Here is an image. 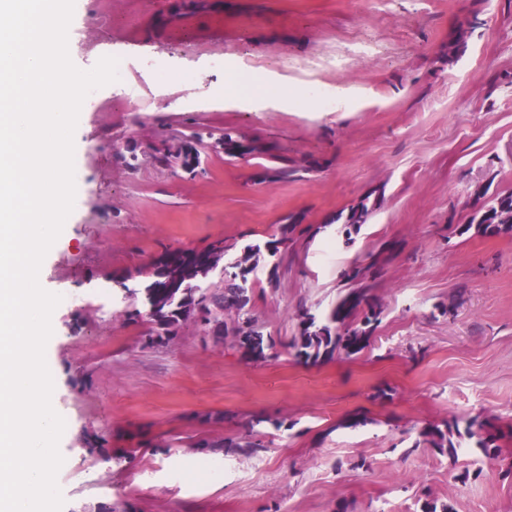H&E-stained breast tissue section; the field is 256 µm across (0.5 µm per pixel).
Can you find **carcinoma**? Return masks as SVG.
Listing matches in <instances>:
<instances>
[{
  "label": "carcinoma",
  "instance_id": "carcinoma-1",
  "mask_svg": "<svg viewBox=\"0 0 512 512\" xmlns=\"http://www.w3.org/2000/svg\"><path fill=\"white\" fill-rule=\"evenodd\" d=\"M195 142H204L202 133L192 132L172 143L163 144L155 149L153 159L162 167L177 164L184 171L192 173L194 169L190 168V154ZM220 143L224 154L230 157L255 154L265 157L269 165L264 167V178L271 181H293L299 172L296 161L289 158L275 143L245 140L228 131L220 135ZM479 197L484 202L474 210L464 230L474 226L477 231L488 236L511 233L512 191L489 198L482 192ZM377 206L378 201L371 202L365 198L351 206L347 213H338L322 229L335 224L342 225L343 243L345 247H351L355 244L361 226L369 222ZM296 227V220L290 217L281 227L280 238L262 244H245L234 254L231 250L235 245L218 238L203 248L166 249L154 257L148 264L140 289V292L148 293L156 305L154 315L147 318L149 327L145 332L146 342H151L154 337L167 342L172 340L183 326L198 322L196 310L202 308L215 315L214 323L209 328L215 342L222 343L229 338L244 359L252 362L267 359L273 349V342L264 335L255 317L247 310L249 292L255 284L252 275L260 260L265 258L272 262L273 268L279 267L286 256L288 235ZM395 253V247L391 245L383 248L366 267L352 263L343 277L353 283L354 287L340 291L324 316H317L307 307L295 311L298 332L288 346L295 350L298 358L316 364L331 361L341 355L355 356L370 345L380 323L382 307L372 293L369 281L375 278L381 265L395 256ZM219 267L222 268L224 290L210 293L203 285ZM263 422L262 417L253 418L245 435L235 440H224L225 450L252 456L264 449L261 441L252 439L255 427ZM456 431V425H447L443 429L425 427L419 431L418 439L408 452L426 444L441 454L452 456L456 452L452 440ZM466 434L478 438V447L485 454H490L494 439L487 433L486 422L476 417L471 419Z\"/></svg>",
  "mask_w": 512,
  "mask_h": 512
}]
</instances>
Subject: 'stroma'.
I'll list each match as a JSON object with an SVG mask.
<instances>
[{
    "instance_id": "stroma-1",
    "label": "stroma",
    "mask_w": 512,
    "mask_h": 512,
    "mask_svg": "<svg viewBox=\"0 0 512 512\" xmlns=\"http://www.w3.org/2000/svg\"><path fill=\"white\" fill-rule=\"evenodd\" d=\"M75 0L71 34L101 35L128 70L154 57L192 66L152 97L135 80L91 91L74 133L83 190L45 256L41 281L68 292L46 346L65 421L63 512H512V235L462 232L475 192L512 191V0ZM470 23L467 49L448 45ZM291 90L318 84L332 109L230 93L235 77ZM272 142L303 165L262 178L260 158L204 156L195 173L156 165L153 146L192 130ZM379 198L352 249L326 221ZM300 220L277 276L260 265L249 308L274 358L242 359L191 324L144 344L118 277L167 248L244 245ZM396 256L373 280L370 346L307 364L288 342L294 312L323 314L353 260ZM263 451L220 450L251 415ZM360 414L367 425L347 427ZM489 418L486 457L412 443L421 428ZM107 435L114 463L84 439Z\"/></svg>"
}]
</instances>
